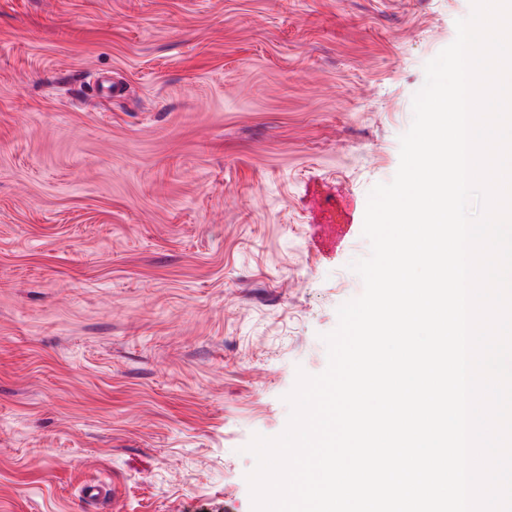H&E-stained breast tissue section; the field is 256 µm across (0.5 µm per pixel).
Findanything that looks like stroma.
Listing matches in <instances>:
<instances>
[{"mask_svg": "<svg viewBox=\"0 0 512 512\" xmlns=\"http://www.w3.org/2000/svg\"><path fill=\"white\" fill-rule=\"evenodd\" d=\"M471 12L0 0V512H252Z\"/></svg>", "mask_w": 512, "mask_h": 512, "instance_id": "obj_1", "label": "stroma"}]
</instances>
